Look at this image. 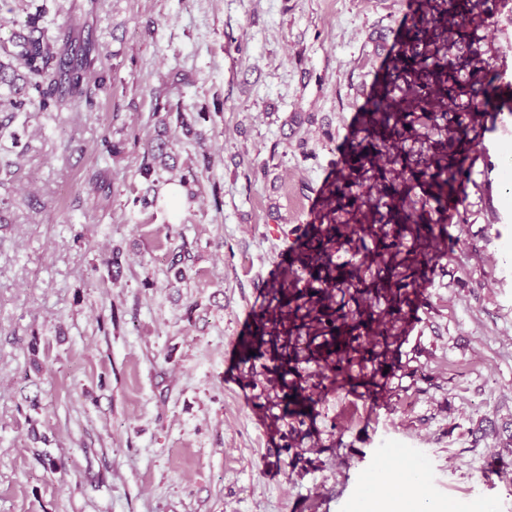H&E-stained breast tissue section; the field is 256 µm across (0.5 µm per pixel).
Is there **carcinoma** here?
<instances>
[{
    "label": "carcinoma",
    "mask_w": 512,
    "mask_h": 512,
    "mask_svg": "<svg viewBox=\"0 0 512 512\" xmlns=\"http://www.w3.org/2000/svg\"><path fill=\"white\" fill-rule=\"evenodd\" d=\"M508 0H409L408 12L390 30L387 57L375 72L342 149L338 174L321 188L314 221L266 285L269 304L253 314L241 338L242 363L267 358L269 371L288 391L282 417L297 433L311 418L314 399L302 363H315V387H377L379 368L353 374L364 362L383 364L389 335L383 319L404 321L418 287L433 280L448 225L467 222L460 210L471 182L470 154L486 116L500 111L501 74L474 32ZM47 7L29 13L0 42V90L10 112L0 128L27 112H75L104 90L107 66L95 43L62 24V39L43 25ZM156 135L143 152L140 175L149 183L139 198L156 204L160 172L174 169L178 135L204 145L197 118L181 103L156 97ZM91 192L108 198L101 173ZM350 259L340 260V253ZM189 252H171L168 271L187 276ZM380 350H375V347ZM254 354H249V351Z\"/></svg>",
    "instance_id": "carcinoma-1"
}]
</instances>
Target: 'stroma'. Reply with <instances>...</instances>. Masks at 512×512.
<instances>
[{"label": "stroma", "mask_w": 512, "mask_h": 512, "mask_svg": "<svg viewBox=\"0 0 512 512\" xmlns=\"http://www.w3.org/2000/svg\"><path fill=\"white\" fill-rule=\"evenodd\" d=\"M60 4L45 26L79 15L112 88L0 135V512H412L423 498L435 512H512V10L479 31L501 111L467 222L448 227L458 242L388 348L395 374L372 398L315 391L298 457L262 368L228 351L313 220L408 0ZM177 72L210 166L195 201L146 208L153 93ZM108 132L130 142L120 160ZM99 171L110 198L88 188ZM181 245L187 279L173 285Z\"/></svg>", "instance_id": "obj_1"}]
</instances>
